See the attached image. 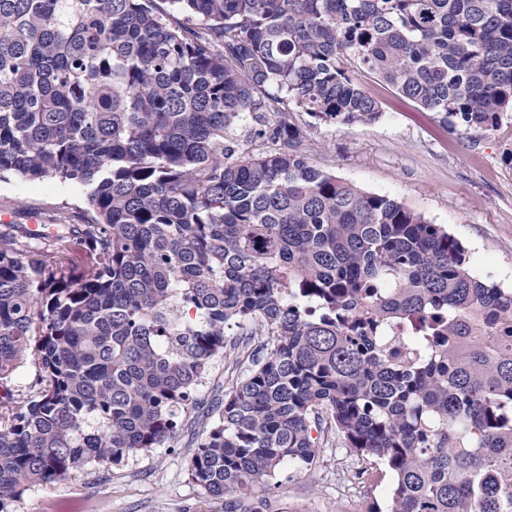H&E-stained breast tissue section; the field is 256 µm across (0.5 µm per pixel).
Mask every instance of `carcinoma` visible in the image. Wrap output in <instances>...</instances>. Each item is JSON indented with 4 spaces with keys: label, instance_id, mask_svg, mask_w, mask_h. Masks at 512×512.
<instances>
[{
    "label": "carcinoma",
    "instance_id": "carcinoma-1",
    "mask_svg": "<svg viewBox=\"0 0 512 512\" xmlns=\"http://www.w3.org/2000/svg\"><path fill=\"white\" fill-rule=\"evenodd\" d=\"M0 0V175L87 189L0 228V508L175 439L214 357L189 475L224 512L328 433L387 512H512V289L387 195L314 167L304 112L381 117L354 65L465 129L512 112V0ZM270 149L241 152L238 130ZM37 395L15 398L27 360Z\"/></svg>",
    "mask_w": 512,
    "mask_h": 512
}]
</instances>
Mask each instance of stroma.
<instances>
[{
	"label": "stroma",
	"mask_w": 512,
	"mask_h": 512,
	"mask_svg": "<svg viewBox=\"0 0 512 512\" xmlns=\"http://www.w3.org/2000/svg\"><path fill=\"white\" fill-rule=\"evenodd\" d=\"M353 77L382 115L347 129L298 113L312 164L447 227L466 248L477 275L512 289V112L491 132L453 128L373 76L357 71ZM86 207V190L75 183L0 180V225L46 224ZM249 366L245 357L214 358L197 392L192 422L171 445L32 486L5 512H223L221 501L206 498L188 474L195 449L192 425L209 421L230 381ZM358 466L357 457L332 438L311 469L284 468L261 493L284 512H382L391 473L377 465L372 476L358 481L353 477Z\"/></svg>",
	"instance_id": "obj_1"
}]
</instances>
